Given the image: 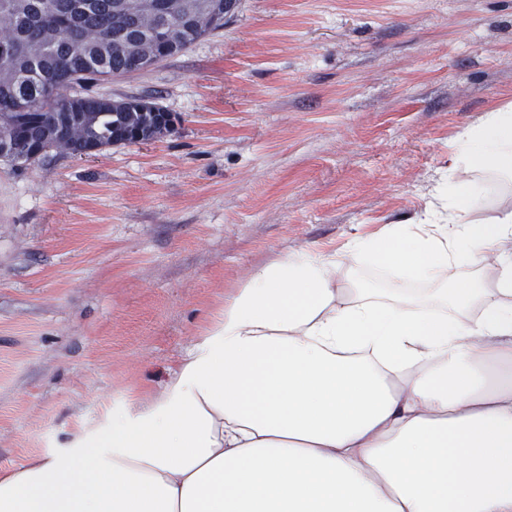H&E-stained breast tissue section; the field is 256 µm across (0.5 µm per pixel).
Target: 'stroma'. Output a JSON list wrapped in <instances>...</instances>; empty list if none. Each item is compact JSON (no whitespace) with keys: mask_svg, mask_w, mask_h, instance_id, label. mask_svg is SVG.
<instances>
[{"mask_svg":"<svg viewBox=\"0 0 512 512\" xmlns=\"http://www.w3.org/2000/svg\"><path fill=\"white\" fill-rule=\"evenodd\" d=\"M77 93L139 98L167 136L0 163V469L148 405L259 267L445 211L451 145L512 103V0H240L223 29ZM458 172V179L468 177ZM474 217L512 180L470 175Z\"/></svg>","mask_w":512,"mask_h":512,"instance_id":"obj_1","label":"stroma"}]
</instances>
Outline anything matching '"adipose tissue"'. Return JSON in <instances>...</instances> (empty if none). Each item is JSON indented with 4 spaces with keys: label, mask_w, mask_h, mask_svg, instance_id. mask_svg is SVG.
I'll use <instances>...</instances> for the list:
<instances>
[{
    "label": "adipose tissue",
    "mask_w": 512,
    "mask_h": 512,
    "mask_svg": "<svg viewBox=\"0 0 512 512\" xmlns=\"http://www.w3.org/2000/svg\"><path fill=\"white\" fill-rule=\"evenodd\" d=\"M450 159L511 172L512 106ZM444 192L447 221L347 246L418 294L340 288L335 257L283 255L149 407L0 471V512H512V209L476 222L477 186Z\"/></svg>",
    "instance_id": "adipose-tissue-1"
}]
</instances>
